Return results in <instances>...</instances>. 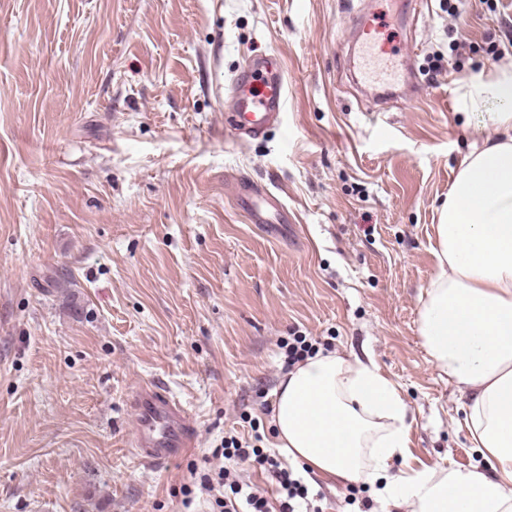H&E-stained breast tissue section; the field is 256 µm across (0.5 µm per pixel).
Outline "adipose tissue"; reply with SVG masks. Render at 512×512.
<instances>
[{
  "label": "adipose tissue",
  "mask_w": 512,
  "mask_h": 512,
  "mask_svg": "<svg viewBox=\"0 0 512 512\" xmlns=\"http://www.w3.org/2000/svg\"><path fill=\"white\" fill-rule=\"evenodd\" d=\"M459 99L478 114L483 144L460 159L439 209L419 332L464 398L463 424L488 468L415 459L408 406L374 363L322 350L274 392L276 446L288 461L379 486L389 512H512V61L471 78Z\"/></svg>",
  "instance_id": "adipose-tissue-1"
}]
</instances>
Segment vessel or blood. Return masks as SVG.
I'll return each mask as SVG.
<instances>
[{
	"instance_id": "vessel-or-blood-1",
	"label": "vessel or blood",
	"mask_w": 512,
	"mask_h": 512,
	"mask_svg": "<svg viewBox=\"0 0 512 512\" xmlns=\"http://www.w3.org/2000/svg\"><path fill=\"white\" fill-rule=\"evenodd\" d=\"M365 46L378 61L397 56L394 44L383 38L379 24L363 27ZM287 101V86L278 59L266 53L249 57L233 75L227 95L226 123L237 139L257 138L279 125ZM236 199L254 224H284L285 205L270 191L239 185ZM128 404L135 416L131 446L137 460L158 467L198 445L196 421L161 383L132 392Z\"/></svg>"
}]
</instances>
